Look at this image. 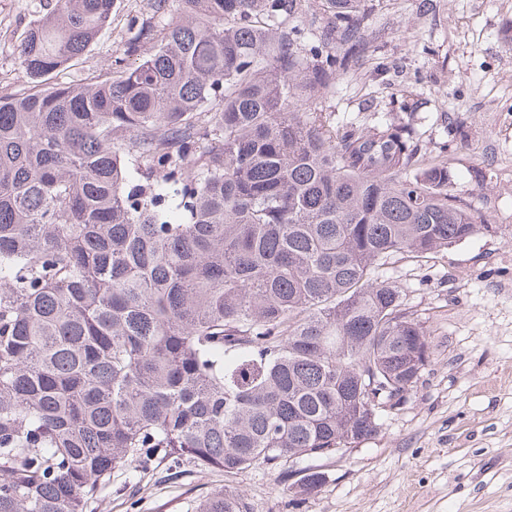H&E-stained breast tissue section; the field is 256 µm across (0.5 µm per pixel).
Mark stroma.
<instances>
[{"mask_svg":"<svg viewBox=\"0 0 512 512\" xmlns=\"http://www.w3.org/2000/svg\"><path fill=\"white\" fill-rule=\"evenodd\" d=\"M51 0H0V95L27 88L19 51ZM371 47L310 105L331 125L382 118L414 127L443 155L448 192L484 224L434 254H397L378 272L399 286L424 331L430 359L403 402L380 411L378 430L336 454L284 462L320 470L323 485L283 490L278 472L227 477L184 465L114 469L90 512H194L230 486L250 512H512V0H367ZM153 0H113L97 42L59 79L88 82L114 61L137 65L152 43L131 42L143 22L162 26Z\"/></svg>","mask_w":512,"mask_h":512,"instance_id":"obj_1","label":"stroma"}]
</instances>
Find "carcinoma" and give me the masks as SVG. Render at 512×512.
<instances>
[{
    "label": "carcinoma",
    "mask_w": 512,
    "mask_h": 512,
    "mask_svg": "<svg viewBox=\"0 0 512 512\" xmlns=\"http://www.w3.org/2000/svg\"><path fill=\"white\" fill-rule=\"evenodd\" d=\"M154 8L135 67L51 85L112 12L53 0L0 95V512H88L148 456L231 476L375 433L430 353L375 271L479 230L411 127L309 108L368 51L364 0Z\"/></svg>",
    "instance_id": "carcinoma-1"
}]
</instances>
